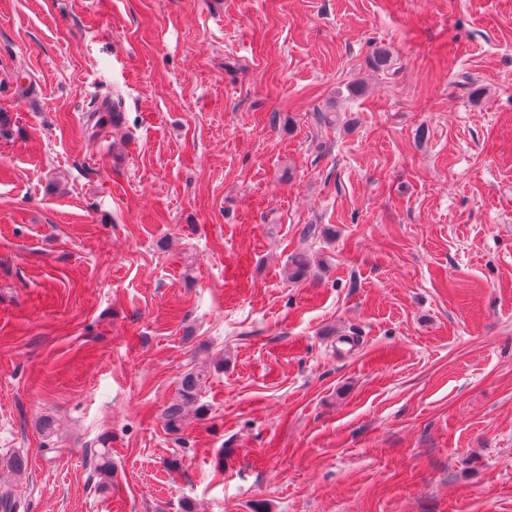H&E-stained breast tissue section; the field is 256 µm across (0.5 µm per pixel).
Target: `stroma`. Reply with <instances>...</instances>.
Returning <instances> with one entry per match:
<instances>
[{
    "instance_id": "stroma-1",
    "label": "stroma",
    "mask_w": 512,
    "mask_h": 512,
    "mask_svg": "<svg viewBox=\"0 0 512 512\" xmlns=\"http://www.w3.org/2000/svg\"><path fill=\"white\" fill-rule=\"evenodd\" d=\"M1 123L24 512H512V0H0ZM209 370L204 366H194L184 373L178 398L164 409V417L168 428L177 432L181 429L186 418V409L198 401V397L206 386Z\"/></svg>"
}]
</instances>
